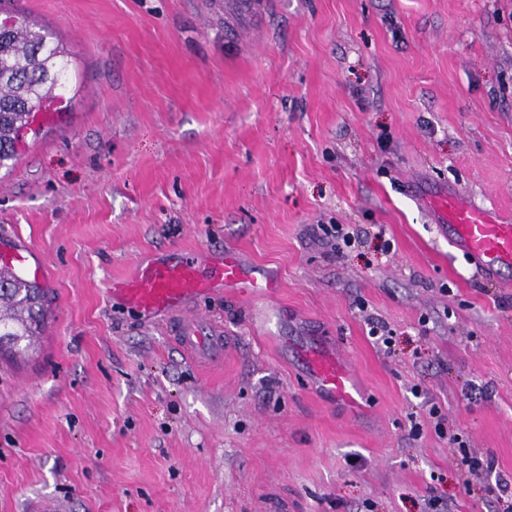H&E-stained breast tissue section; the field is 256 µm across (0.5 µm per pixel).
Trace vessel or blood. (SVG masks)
Wrapping results in <instances>:
<instances>
[{
  "label": "vessel or blood",
  "instance_id": "1",
  "mask_svg": "<svg viewBox=\"0 0 512 512\" xmlns=\"http://www.w3.org/2000/svg\"><path fill=\"white\" fill-rule=\"evenodd\" d=\"M435 220L448 231V242L466 255L485 275L512 267V222L499 214L471 206L454 192L432 196ZM233 289L241 297L268 293L275 283L251 273L235 252L221 258L181 254L166 263L136 262L124 278L114 281L112 292L137 313H167L173 318V335L185 350L221 357L218 332H202L197 322L184 316L188 299L212 293L217 287ZM305 360L319 385L347 405L359 402V392L334 355L321 350L306 354Z\"/></svg>",
  "mask_w": 512,
  "mask_h": 512
}]
</instances>
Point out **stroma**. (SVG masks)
<instances>
[{
    "label": "stroma",
    "mask_w": 512,
    "mask_h": 512,
    "mask_svg": "<svg viewBox=\"0 0 512 512\" xmlns=\"http://www.w3.org/2000/svg\"><path fill=\"white\" fill-rule=\"evenodd\" d=\"M9 9L52 34L68 80L0 170V244L26 247L48 307L27 351L0 354V512H497L512 269L486 278L426 197L512 218V0ZM325 224L358 245L336 254ZM179 250L278 280L190 303L221 325L223 362L112 295ZM314 345L360 409L317 385ZM455 434L487 477H464Z\"/></svg>",
    "instance_id": "obj_1"
}]
</instances>
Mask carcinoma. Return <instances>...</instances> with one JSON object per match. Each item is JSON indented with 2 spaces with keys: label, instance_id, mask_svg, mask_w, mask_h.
I'll list each match as a JSON object with an SVG mask.
<instances>
[{
  "label": "carcinoma",
  "instance_id": "1",
  "mask_svg": "<svg viewBox=\"0 0 512 512\" xmlns=\"http://www.w3.org/2000/svg\"><path fill=\"white\" fill-rule=\"evenodd\" d=\"M64 70V51L48 34L16 17L0 21V169L16 160L20 135L56 97ZM42 298L37 282L0 265V349L13 353L22 339L38 333L45 318Z\"/></svg>",
  "mask_w": 512,
  "mask_h": 512
}]
</instances>
